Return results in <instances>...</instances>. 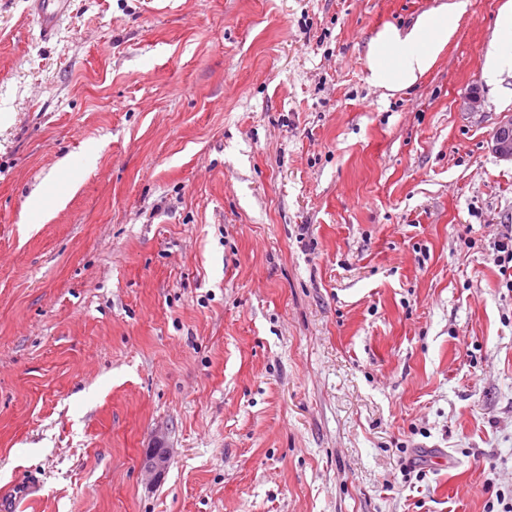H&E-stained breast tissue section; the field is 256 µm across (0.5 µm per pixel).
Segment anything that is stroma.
<instances>
[{
  "label": "stroma",
  "mask_w": 512,
  "mask_h": 512,
  "mask_svg": "<svg viewBox=\"0 0 512 512\" xmlns=\"http://www.w3.org/2000/svg\"><path fill=\"white\" fill-rule=\"evenodd\" d=\"M441 2L71 0L45 40L30 0H0V494L32 474L24 512L512 494V162L490 144L512 72L483 71L512 50L502 0H467L416 87L367 82L369 40ZM169 462L170 456L166 448H163L162 443L158 441L156 448H152L144 458L142 467L150 475L161 477L166 472Z\"/></svg>",
  "instance_id": "1"
}]
</instances>
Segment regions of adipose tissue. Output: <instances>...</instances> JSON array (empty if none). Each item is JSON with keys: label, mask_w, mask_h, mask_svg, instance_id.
Here are the masks:
<instances>
[{"label": "adipose tissue", "mask_w": 512, "mask_h": 512, "mask_svg": "<svg viewBox=\"0 0 512 512\" xmlns=\"http://www.w3.org/2000/svg\"><path fill=\"white\" fill-rule=\"evenodd\" d=\"M461 13L460 0H445L419 15L410 28L388 26L377 32L368 44V82L388 91L416 85L446 50Z\"/></svg>", "instance_id": "1"}]
</instances>
